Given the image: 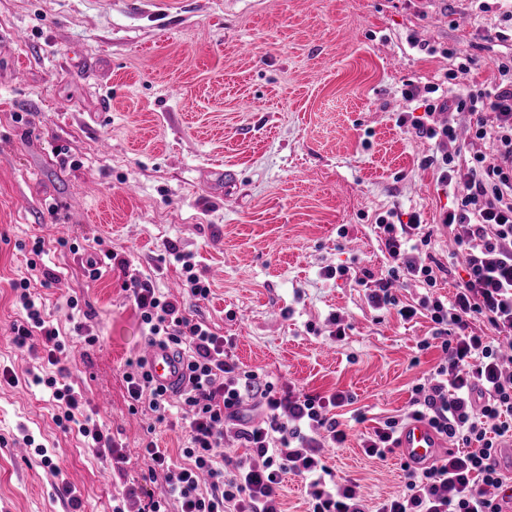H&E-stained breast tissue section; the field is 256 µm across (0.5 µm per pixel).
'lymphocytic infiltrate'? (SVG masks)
Listing matches in <instances>:
<instances>
[{
  "instance_id": "f902f5d3",
  "label": "lymphocytic infiltrate",
  "mask_w": 512,
  "mask_h": 512,
  "mask_svg": "<svg viewBox=\"0 0 512 512\" xmlns=\"http://www.w3.org/2000/svg\"><path fill=\"white\" fill-rule=\"evenodd\" d=\"M495 66L499 82L491 91L476 87L457 95L435 84L409 86L404 99L419 103L424 113L403 112L397 118L409 133L435 141L437 150L425 164L454 197L453 207L441 216L442 227L465 255L466 275L453 298L435 291L445 267L429 250L432 231L414 213L404 224L390 212L377 217L385 273L356 280L374 309H396L405 320L429 319L432 332L417 346L426 350L436 344L443 354L433 373L413 386L408 411L364 435L365 454L386 460L395 451L398 431L412 419L426 420L443 439L454 441V448L427 467L402 463V492L369 505L357 482L336 477L322 454L325 444L339 446L347 439L335 411L354 404L352 393L306 391L238 370L227 359L223 337L194 308L208 299L211 288L197 274L193 254L172 252L188 297L183 304L162 294L127 258L107 251L87 259V278L98 280L103 264L119 267L147 339L184 356L189 372L178 395L192 412L184 428V462L174 464L155 442L145 444L148 469L164 470L166 484L159 492H145L137 512H162L172 502L177 512H283L280 485L289 473L304 481L309 512H503L496 491L507 477L498 455L512 442V361L502 356L503 344L512 343V51L501 53ZM440 112L468 113L483 149L463 158L454 147V126L437 121ZM401 279L418 283L421 293L413 302H400L392 293V284ZM11 288L25 312L11 326L12 342L25 349L33 337L41 338L45 369L32 382L50 392L59 426L78 431L92 447L111 454L113 464H121L114 440L93 422L88 399L59 365L66 343L32 293L29 276L12 281ZM123 378L131 412L148 410L164 419L170 398L152 385L142 362H127ZM252 409L259 411V422L248 418ZM229 421L237 422L247 454L219 460L213 450L223 442Z\"/></svg>"
}]
</instances>
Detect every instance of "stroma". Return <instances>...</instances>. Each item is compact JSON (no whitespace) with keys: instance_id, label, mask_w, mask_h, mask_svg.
<instances>
[{"instance_id":"stroma-1","label":"stroma","mask_w":512,"mask_h":512,"mask_svg":"<svg viewBox=\"0 0 512 512\" xmlns=\"http://www.w3.org/2000/svg\"><path fill=\"white\" fill-rule=\"evenodd\" d=\"M509 30L512 0L478 17L465 0H0V370L14 378L0 383V512H71L64 482L80 512H112L131 487L159 491L149 439L180 462L175 419L129 410L124 365L145 332L122 273L82 275L87 251H113L182 298L170 243L194 255L211 288L200 309L240 367L355 394L341 410L349 438L326 463L369 502L399 494V455L369 457L361 438L405 410L441 353L416 347L428 319L372 310L354 279L384 268L379 215L435 225L453 205L423 165L430 142L396 124L405 85H493L489 38ZM413 37L438 55L412 50ZM37 238L58 276L36 293L67 339L60 363L122 445V471L61 431L32 382L39 360L11 342L10 283L30 274L18 245ZM338 265L348 276H323ZM336 312L350 325L340 342ZM76 320L97 343L73 337ZM28 435L57 471L25 449Z\"/></svg>"}]
</instances>
